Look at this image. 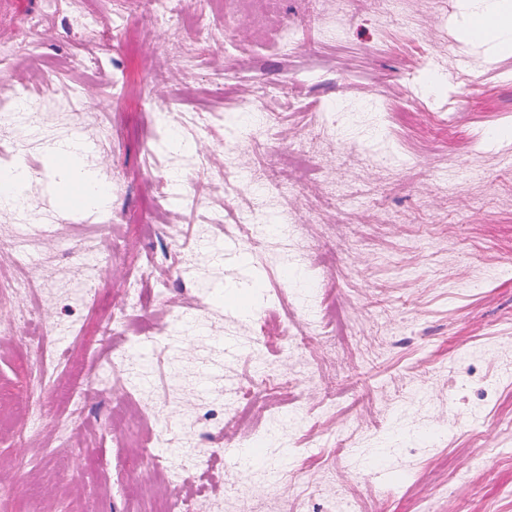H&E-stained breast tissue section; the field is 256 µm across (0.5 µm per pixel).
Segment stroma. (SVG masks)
Instances as JSON below:
<instances>
[{
	"label": "stroma",
	"instance_id": "stroma-1",
	"mask_svg": "<svg viewBox=\"0 0 512 512\" xmlns=\"http://www.w3.org/2000/svg\"><path fill=\"white\" fill-rule=\"evenodd\" d=\"M402 7L397 20L381 0H208L168 19L150 0H60L53 12L45 0H0V43L37 44L0 72V95L32 94L38 71L53 78L41 131L0 148L38 184L48 143L76 135L85 166L112 185L105 218L59 209L38 188L23 213L0 203V240L28 241L27 260L0 257V512L25 490L33 512H146L147 498L175 497L145 446L155 425L137 408L149 404L165 405L171 435L199 448L270 431L290 448L278 489V448L268 465L225 469L224 512L241 494L254 512H336L342 501L355 512H512V137H489L512 130V54L463 41L460 0ZM434 72L444 82L431 91ZM254 107L270 113L269 132L254 128ZM318 111L334 124L316 125ZM158 116L208 159L202 203L172 198L159 224L143 206L148 177L182 173L187 157ZM230 135L240 145L228 156ZM300 140L308 160L289 164L284 149ZM231 170L301 182L265 206L266 222L295 225L288 245L272 233L249 240L237 218L255 199L230 185ZM201 239L246 252L250 268L192 257ZM89 240L101 251L86 265ZM284 247L304 284L281 285ZM251 278L250 317L217 303ZM134 283L143 303L130 335L194 311L189 343L137 356L144 380L131 399L112 378L106 323ZM318 306L344 316V337L316 335ZM22 314L77 330L52 390L35 384L42 349ZM221 336L244 356L225 362ZM262 358L278 375L238 414L227 394ZM211 364L204 392L196 372ZM81 388L77 415L68 399ZM28 398L43 406L39 445L17 435ZM205 417L213 426L196 433ZM423 429L430 443L417 440ZM347 445L384 449L394 478L364 481Z\"/></svg>",
	"mask_w": 512,
	"mask_h": 512
}]
</instances>
